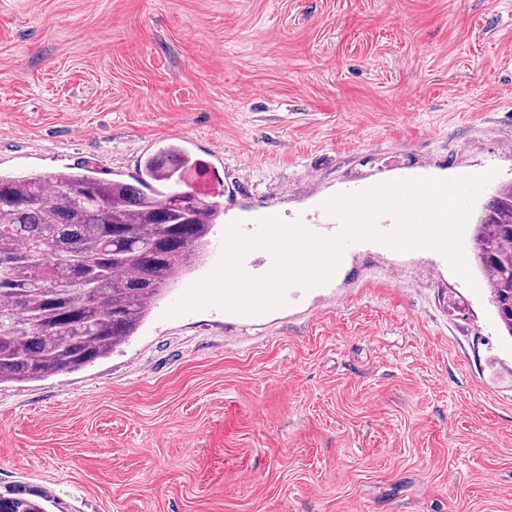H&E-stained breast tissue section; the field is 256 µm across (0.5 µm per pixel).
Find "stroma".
I'll return each instance as SVG.
<instances>
[{
	"instance_id": "35a3bbf8",
	"label": "stroma",
	"mask_w": 512,
	"mask_h": 512,
	"mask_svg": "<svg viewBox=\"0 0 512 512\" xmlns=\"http://www.w3.org/2000/svg\"><path fill=\"white\" fill-rule=\"evenodd\" d=\"M189 134L225 221L412 172L487 175L440 251L349 247L249 314L172 307L0 385V495L49 512H512V338L474 261L512 182V0H0V172L133 181Z\"/></svg>"
}]
</instances>
